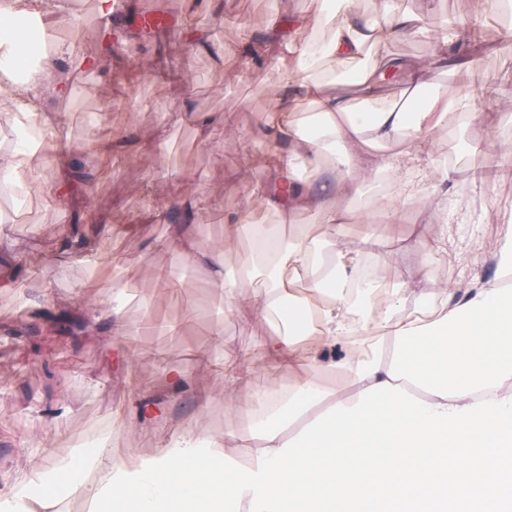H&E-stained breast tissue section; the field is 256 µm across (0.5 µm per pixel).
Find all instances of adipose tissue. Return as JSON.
<instances>
[{
  "label": "adipose tissue",
  "mask_w": 512,
  "mask_h": 512,
  "mask_svg": "<svg viewBox=\"0 0 512 512\" xmlns=\"http://www.w3.org/2000/svg\"><path fill=\"white\" fill-rule=\"evenodd\" d=\"M352 5L325 0L316 13L275 14L265 37L250 45L259 61L256 76L287 92L260 129L274 146L264 160L265 178L225 216L224 237H245L272 251L274 273L256 286V262L228 273L220 250L212 252L214 287L232 308L253 309L277 329L256 356L291 367L325 366L345 380L346 390L334 393L302 377L271 405L272 384L256 387L250 433L232 435L243 450L238 460L225 455L223 435L202 438L194 428L131 467L112 463L104 445L83 449L79 462L102 475L94 485L74 487L92 512H469L475 502L512 498L499 475V450L512 443V223L493 278L470 274L459 284L421 288L411 277L382 295L369 287L349 296L359 259L390 253L370 231L346 236L363 187L391 182L395 197L379 219L397 224L417 182L455 181L445 160L425 165L421 154L438 128L479 118L475 92L448 98L438 81L449 55L467 54L473 26L440 32L430 62L409 61L391 45L427 33L423 16L389 11L361 21ZM28 15L44 20L52 49L37 78L18 82L13 75ZM72 18L68 0L0 2V110L25 111L56 155L74 146L58 141V121L44 108L42 91L65 98L71 85L61 77L48 87L44 79L62 59L85 76L97 71L94 60L57 35ZM327 59L359 63L351 88L314 77ZM389 74L403 77L413 108L363 110ZM393 143L396 154L376 155ZM46 164L20 146L0 159V172L26 171V191L43 205H58L64 189L44 181ZM308 212L346 237L332 260L313 258L305 237L282 240L280 225L298 223ZM267 215L275 223H264ZM303 283L310 295L291 306ZM59 455L56 441L34 445L24 476L0 489V512H59L57 498L30 493Z\"/></svg>",
  "instance_id": "adipose-tissue-1"
}]
</instances>
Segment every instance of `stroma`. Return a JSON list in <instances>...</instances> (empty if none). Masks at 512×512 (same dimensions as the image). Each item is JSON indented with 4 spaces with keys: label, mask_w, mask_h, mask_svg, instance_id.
Listing matches in <instances>:
<instances>
[{
    "label": "stroma",
    "mask_w": 512,
    "mask_h": 512,
    "mask_svg": "<svg viewBox=\"0 0 512 512\" xmlns=\"http://www.w3.org/2000/svg\"><path fill=\"white\" fill-rule=\"evenodd\" d=\"M219 12H177L175 22L150 43L133 38L121 49L100 52L94 79L72 73L71 100H47L61 115L60 134L81 144L70 157L71 190L67 207L37 210L31 221L0 225V276L15 285L0 289V484L16 479L29 464V446L57 439L65 454L78 453L89 439L102 440L113 460L131 465L148 456L177 431L199 426L204 434L246 431L240 413L250 399L246 385L213 391L208 412L200 398L209 383L202 352L221 346L236 352L252 377L277 375L287 386L293 374L253 359L257 344L272 334L267 322L240 311L225 312V302L210 286L208 257L225 213L237 209L263 173L269 143L260 137L265 109L283 95L275 83L251 81L253 61L245 49L249 35L261 34L270 13L311 9L313 0H218ZM423 15L432 29L471 18L473 0H355L357 13L372 16L385 7ZM478 50L470 70H448L440 82L448 97L467 86L493 89L478 102L485 121L442 128L434 135L436 154L450 158L457 187H432L405 211L398 224L373 222V231L392 242L397 253L381 261L377 273L393 287L415 273L444 280L448 267L428 245L438 224L448 226L450 247L465 265L484 278L495 268L485 241H499L498 227L512 220V177L493 178L482 189L469 183L482 170L501 164L493 147L512 142V20L487 15L479 25ZM214 33L237 46L220 59L194 52V32ZM220 117L209 141H201L187 114ZM121 140L116 155L89 150L106 137ZM151 138L150 149L140 145ZM217 201L210 212L191 210L195 197ZM155 200L169 205V221L145 224L143 206ZM81 224L87 251L99 263L78 261L63 248V231ZM186 226L195 257L157 247L162 238ZM419 234L420 247L408 246ZM168 273L159 282L156 270ZM121 273L137 291L123 317L136 323L142 301H150L157 319L183 321L181 335L159 331L116 335L111 321L88 325V308L100 303L99 289ZM191 280L183 294L173 281ZM223 324L222 339L211 330ZM141 350H162L184 383L168 385L165 371L138 358ZM152 397L155 417L143 416L139 399Z\"/></svg>",
    "instance_id": "35a3bbf8"
}]
</instances>
